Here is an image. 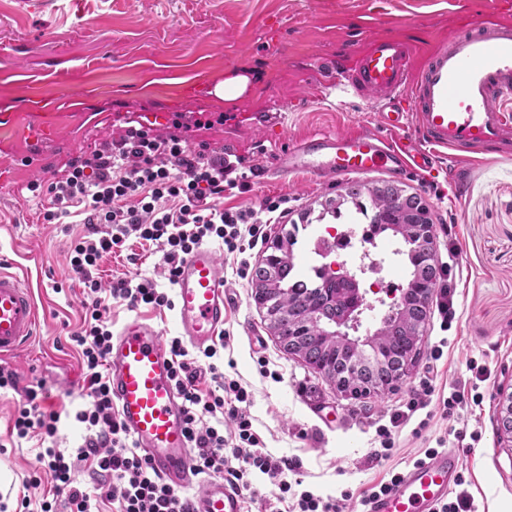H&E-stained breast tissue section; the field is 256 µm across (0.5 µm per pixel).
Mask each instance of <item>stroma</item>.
<instances>
[{
	"instance_id": "stroma-1",
	"label": "stroma",
	"mask_w": 512,
	"mask_h": 512,
	"mask_svg": "<svg viewBox=\"0 0 512 512\" xmlns=\"http://www.w3.org/2000/svg\"><path fill=\"white\" fill-rule=\"evenodd\" d=\"M491 10L512 21V0H0V256L31 255L48 284L38 334L12 361L21 385L43 384L49 409L84 398L68 339L81 320L82 295L67 250L85 227L75 217L45 223L47 199L33 196L28 183L50 180L126 115L164 125L177 112L220 113L223 124L189 131L190 141L229 148L262 171L249 192L226 196L225 205L257 209L265 198L285 196L293 224L322 211L347 186L399 185L427 209L434 263L451 268L456 289L452 323L442 325L429 308L420 353L399 388L344 397L333 380L284 350L254 299L253 281L240 279L236 256L213 242L235 301L224 323V373L250 392L249 411L266 448L302 460L304 489L349 491L345 512H360L363 490L388 471H405L441 438L446 448H460V471L478 512H512V443L496 433L498 394L512 386V161L484 151L459 170L443 158L427 183L391 173L345 181L276 176L297 139L374 125L373 95L339 82L370 37L404 39L418 63L458 26ZM241 74L251 85L240 98L209 96L214 84ZM33 93L47 104H78L52 117V134L41 141L31 135L39 123L30 107ZM400 246V236L389 230L372 251L385 278L365 275L361 332L380 327L407 284ZM132 253L137 262H129ZM100 270L107 282L145 278L161 291L174 290L160 254L133 240L107 256ZM436 345L444 351L437 361L430 357ZM426 374L437 389L471 390L473 401L451 417L431 404L427 427L400 429L391 457L371 465L368 458L380 447L377 427L388 424ZM20 399L12 391L0 394V441L6 443ZM454 428L481 438L459 446ZM34 457L27 445L0 448V495L22 492Z\"/></svg>"
}]
</instances>
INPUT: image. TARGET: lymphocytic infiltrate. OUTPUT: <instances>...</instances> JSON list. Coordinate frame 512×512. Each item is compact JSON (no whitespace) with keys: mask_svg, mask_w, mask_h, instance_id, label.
I'll use <instances>...</instances> for the list:
<instances>
[{"mask_svg":"<svg viewBox=\"0 0 512 512\" xmlns=\"http://www.w3.org/2000/svg\"><path fill=\"white\" fill-rule=\"evenodd\" d=\"M208 120L176 115L165 126L134 118L107 138L70 158L50 182L32 181L28 188L48 200L43 219L52 223L80 210L86 232L76 239L69 264L83 286L84 316L69 334L78 354L89 401L70 409L45 411L43 385L21 386L17 371L0 363V392L21 391L9 437L19 443L37 440L36 465L25 480V494L16 509L0 502V512H101L103 503L115 512H191L190 501L150 469L121 425L107 374L112 343V303L128 307L172 308L167 293L148 279L117 278L103 283L99 276L104 256L121 248L129 238L150 242L162 255L168 281H175L179 266L196 246L221 240L226 252L242 257L239 274L252 269L244 255L264 239L265 224H276L289 214L284 197L266 198L264 217L242 207H223L226 193L247 191L243 157L228 159L223 148L203 141L189 145L190 129H208ZM173 378L188 413V439L193 465L200 474L227 479L242 495L261 498L264 512H343V503L312 491H293L291 479L300 475L302 461L276 456L264 448L246 410L249 392L235 380L225 379L215 362L217 346L189 353L181 339L171 338ZM210 385L200 388L201 375ZM435 392L433 380L422 377L404 409L395 411L389 425L379 426L381 445L372 462L391 456L394 428L406 424L428 407ZM74 421L80 441L73 448L58 446L61 422ZM88 470L91 484L76 479ZM260 473L277 487L273 497H260L251 476ZM40 497H32L33 489Z\"/></svg>","mask_w":512,"mask_h":512,"instance_id":"f902f5d3","label":"lymphocytic infiltrate"}]
</instances>
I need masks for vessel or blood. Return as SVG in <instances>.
Returning <instances> with one entry per match:
<instances>
[{
    "label": "vessel or blood",
    "mask_w": 512,
    "mask_h": 512,
    "mask_svg": "<svg viewBox=\"0 0 512 512\" xmlns=\"http://www.w3.org/2000/svg\"><path fill=\"white\" fill-rule=\"evenodd\" d=\"M354 88L376 96L375 128L315 133L289 146L280 178L299 173L339 180L355 174L403 171L429 176L441 151L462 162V149L485 148L512 160V23L491 15L458 29L448 43L413 64L412 47L397 37L376 36L355 57ZM231 297L212 248L195 247L174 284V312L181 334L196 349L224 330ZM39 323L31 276L0 270V359L27 347ZM119 419L149 466L171 487L192 486L185 400L173 381V362L160 329L141 316L113 336L107 360ZM460 466L449 450L411 466L369 512H435L447 499ZM193 512H241V497L223 479L208 480Z\"/></svg>",
    "instance_id": "vessel-or-blood-1"
}]
</instances>
